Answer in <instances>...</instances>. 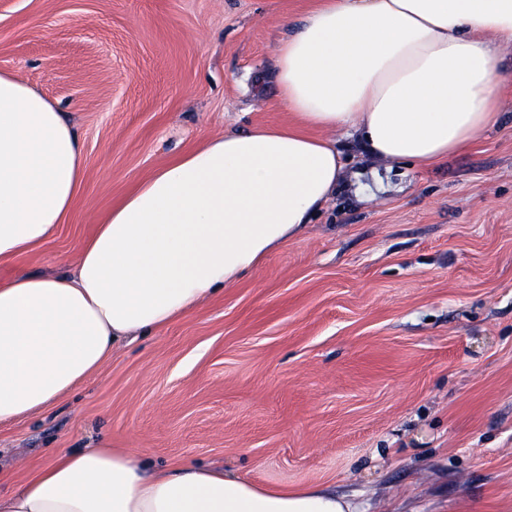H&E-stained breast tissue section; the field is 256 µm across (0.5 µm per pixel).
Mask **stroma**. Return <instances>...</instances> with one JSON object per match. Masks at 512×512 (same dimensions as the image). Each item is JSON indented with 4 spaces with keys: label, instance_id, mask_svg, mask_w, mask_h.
<instances>
[{
    "label": "stroma",
    "instance_id": "1",
    "mask_svg": "<svg viewBox=\"0 0 512 512\" xmlns=\"http://www.w3.org/2000/svg\"><path fill=\"white\" fill-rule=\"evenodd\" d=\"M310 0H0V70L84 148L72 219L16 263L65 272L96 224L210 135L283 126L274 50ZM504 115L431 167L347 177L305 232L40 416L15 481L102 441L150 463L325 484L360 512H512V54Z\"/></svg>",
    "mask_w": 512,
    "mask_h": 512
}]
</instances>
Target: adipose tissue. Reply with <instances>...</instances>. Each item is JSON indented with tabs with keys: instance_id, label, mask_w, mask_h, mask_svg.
Returning <instances> with one entry per match:
<instances>
[{
	"instance_id": "adipose-tissue-1",
	"label": "adipose tissue",
	"mask_w": 512,
	"mask_h": 512,
	"mask_svg": "<svg viewBox=\"0 0 512 512\" xmlns=\"http://www.w3.org/2000/svg\"><path fill=\"white\" fill-rule=\"evenodd\" d=\"M512 0H315L275 47L295 125L203 139L156 170L82 244L70 273L0 279V426L97 375L124 341L163 329L302 234L357 138L389 165L432 166L502 113ZM83 148L55 104L0 70V259L71 217ZM323 484H257L210 466L167 469L126 448H58L0 512H353Z\"/></svg>"
}]
</instances>
